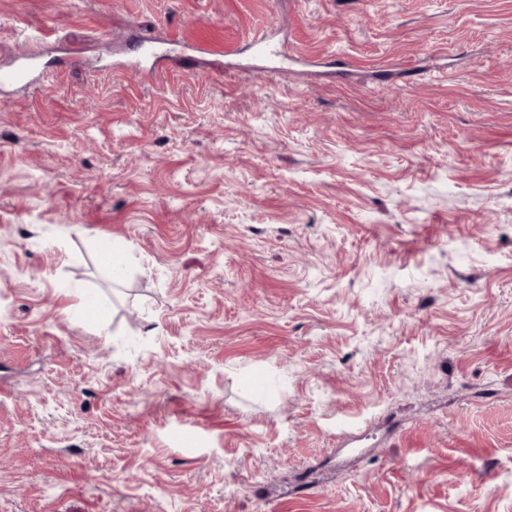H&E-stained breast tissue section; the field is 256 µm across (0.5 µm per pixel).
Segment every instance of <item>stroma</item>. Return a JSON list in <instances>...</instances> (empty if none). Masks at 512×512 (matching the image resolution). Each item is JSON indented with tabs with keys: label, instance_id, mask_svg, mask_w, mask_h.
I'll use <instances>...</instances> for the list:
<instances>
[{
	"label": "stroma",
	"instance_id": "1",
	"mask_svg": "<svg viewBox=\"0 0 512 512\" xmlns=\"http://www.w3.org/2000/svg\"><path fill=\"white\" fill-rule=\"evenodd\" d=\"M25 54L0 512H512V0H0Z\"/></svg>",
	"mask_w": 512,
	"mask_h": 512
}]
</instances>
